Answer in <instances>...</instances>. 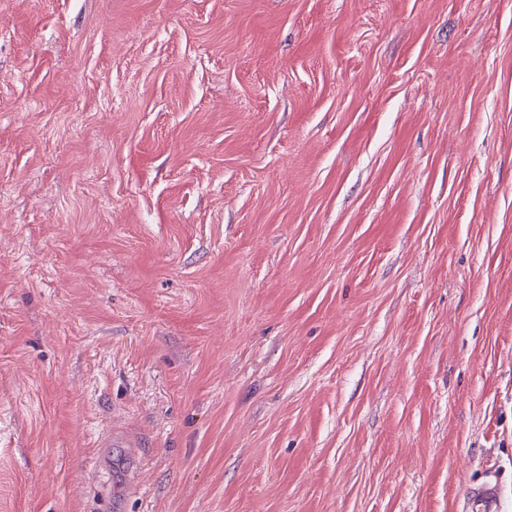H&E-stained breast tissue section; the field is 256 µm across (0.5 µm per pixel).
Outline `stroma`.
<instances>
[{"instance_id": "obj_1", "label": "stroma", "mask_w": 512, "mask_h": 512, "mask_svg": "<svg viewBox=\"0 0 512 512\" xmlns=\"http://www.w3.org/2000/svg\"><path fill=\"white\" fill-rule=\"evenodd\" d=\"M512 512V0H0V512ZM474 500L482 507L483 512L498 511L500 490L497 483L484 481L473 490Z\"/></svg>"}]
</instances>
